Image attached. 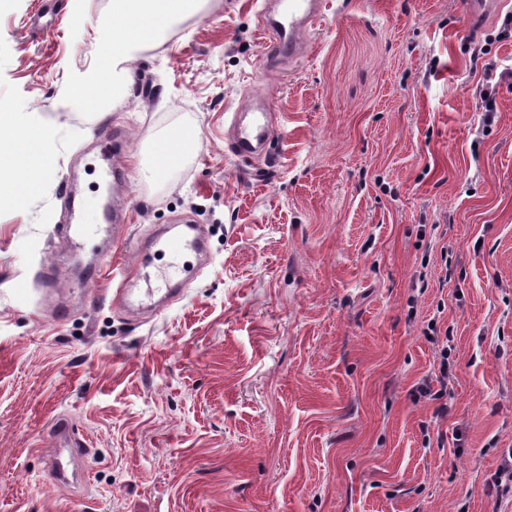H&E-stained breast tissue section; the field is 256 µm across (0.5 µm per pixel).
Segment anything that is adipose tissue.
<instances>
[{
	"label": "adipose tissue",
	"instance_id": "ef3b65f1",
	"mask_svg": "<svg viewBox=\"0 0 512 512\" xmlns=\"http://www.w3.org/2000/svg\"><path fill=\"white\" fill-rule=\"evenodd\" d=\"M201 5L202 0H110L109 24L99 37L95 76L112 79L115 89H122L130 48L160 43L174 21L198 12ZM50 139L51 132L42 120L0 115V143H7L15 158L7 176H0V198L19 204L38 189L42 161L50 155ZM193 141L194 133L188 128L159 134L153 145V175L162 176L178 166Z\"/></svg>",
	"mask_w": 512,
	"mask_h": 512
}]
</instances>
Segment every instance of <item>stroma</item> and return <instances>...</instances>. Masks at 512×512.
<instances>
[{"label": "stroma", "instance_id": "35a3bbf8", "mask_svg": "<svg viewBox=\"0 0 512 512\" xmlns=\"http://www.w3.org/2000/svg\"><path fill=\"white\" fill-rule=\"evenodd\" d=\"M262 7L207 0L87 112L68 99L110 0H0V113L42 118L53 150L25 204L0 207V512H512L493 484L512 448V0L474 19L468 0H326L306 52L274 66ZM480 46L507 71L490 119ZM261 95L266 150L233 155L231 119ZM110 124L130 206L112 266L187 217L209 243L154 252L157 283L198 274L142 316L86 274L115 197ZM172 125L194 145L142 177ZM67 184L91 231L77 252L55 233ZM434 318L453 345L440 401L418 393ZM60 419L87 440L68 487ZM123 138L124 135L121 131L114 130L113 132L112 128H109L100 142L101 159L107 163L105 173L108 177L112 178L113 183L121 182V174L115 166L112 167V150L115 148V143L123 140ZM54 438L58 444L56 448L57 461L56 463V478L59 482H67L66 470L63 463L60 461L61 448H73L82 446L81 440L77 437L71 424L64 420H59L55 424Z\"/></svg>", "mask_w": 512, "mask_h": 512}]
</instances>
